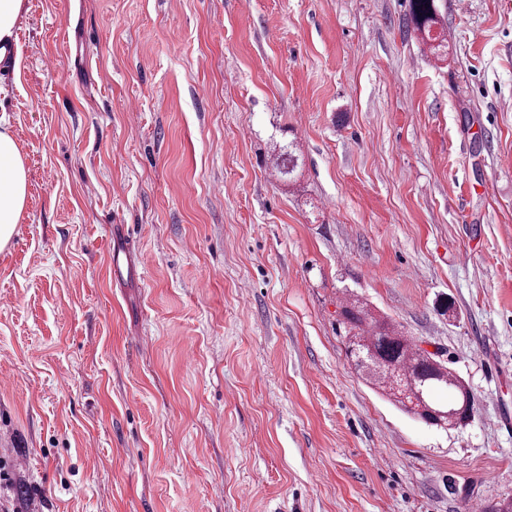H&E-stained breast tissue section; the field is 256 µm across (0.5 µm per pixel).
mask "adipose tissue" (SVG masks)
<instances>
[{
	"label": "adipose tissue",
	"instance_id": "adipose-tissue-1",
	"mask_svg": "<svg viewBox=\"0 0 512 512\" xmlns=\"http://www.w3.org/2000/svg\"><path fill=\"white\" fill-rule=\"evenodd\" d=\"M27 197V171L19 149L7 131L0 130V248L16 232Z\"/></svg>",
	"mask_w": 512,
	"mask_h": 512
}]
</instances>
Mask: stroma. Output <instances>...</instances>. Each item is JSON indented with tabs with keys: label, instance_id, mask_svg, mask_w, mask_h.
Returning <instances> with one entry per match:
<instances>
[{
	"label": "stroma",
	"instance_id": "obj_1",
	"mask_svg": "<svg viewBox=\"0 0 512 512\" xmlns=\"http://www.w3.org/2000/svg\"><path fill=\"white\" fill-rule=\"evenodd\" d=\"M445 2L440 62L408 0H23L0 75L28 174L0 249V458L27 512L512 498V0ZM290 139L285 186L269 155ZM116 224L137 275L112 276ZM350 293L441 352L465 427L354 369Z\"/></svg>",
	"mask_w": 512,
	"mask_h": 512
}]
</instances>
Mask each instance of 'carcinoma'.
<instances>
[{
    "label": "carcinoma",
    "mask_w": 512,
    "mask_h": 512,
    "mask_svg": "<svg viewBox=\"0 0 512 512\" xmlns=\"http://www.w3.org/2000/svg\"><path fill=\"white\" fill-rule=\"evenodd\" d=\"M409 24L432 54H448L439 0H410ZM274 152L279 175L291 178L300 165L296 146L280 142ZM340 317L349 340L347 356L360 375L391 398L401 393V386L410 387L418 400L412 415L429 425H438L435 413L450 409L460 411V425L466 424L473 413L474 396L439 356L421 349L394 324L374 317L353 294L344 297ZM444 390L454 394L446 403L436 398Z\"/></svg>",
    "instance_id": "cac0c4a2"
}]
</instances>
